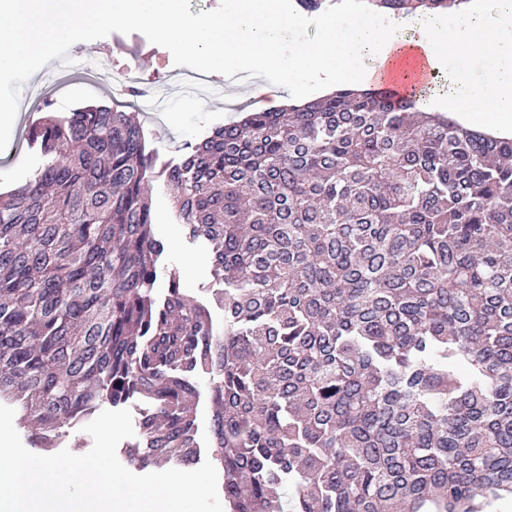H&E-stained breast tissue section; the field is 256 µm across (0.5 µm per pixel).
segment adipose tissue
Listing matches in <instances>:
<instances>
[{
  "mask_svg": "<svg viewBox=\"0 0 512 512\" xmlns=\"http://www.w3.org/2000/svg\"><path fill=\"white\" fill-rule=\"evenodd\" d=\"M463 9L466 26L447 34L435 31L429 14L393 16L380 25L372 14L349 18L340 8L343 41L307 47L289 42L292 26L276 0H230L220 18L192 23L179 17L174 0H0V70L49 55L57 38L82 39L90 25L138 22L173 45L190 47L208 70L272 67L288 85L319 77L363 89L399 82L415 90L420 110L442 109L463 124L479 112L488 116V129L511 136L512 0H504L496 21L484 19L472 0ZM470 51L484 62L480 75L462 70L438 84L444 66Z\"/></svg>",
  "mask_w": 512,
  "mask_h": 512,
  "instance_id": "ef3b65f1",
  "label": "adipose tissue"
}]
</instances>
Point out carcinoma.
<instances>
[{
	"instance_id": "cac0c4a2",
	"label": "carcinoma",
	"mask_w": 512,
	"mask_h": 512,
	"mask_svg": "<svg viewBox=\"0 0 512 512\" xmlns=\"http://www.w3.org/2000/svg\"><path fill=\"white\" fill-rule=\"evenodd\" d=\"M28 135L49 160L0 193V401L31 442L148 400L127 462L187 466L201 374L230 512L512 497V138L345 87L216 127L159 172L109 106ZM159 179L224 283L221 325L176 270L156 292Z\"/></svg>"
}]
</instances>
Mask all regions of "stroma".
Instances as JSON below:
<instances>
[{
	"mask_svg": "<svg viewBox=\"0 0 512 512\" xmlns=\"http://www.w3.org/2000/svg\"><path fill=\"white\" fill-rule=\"evenodd\" d=\"M280 10L283 18L297 21L292 31L295 44L310 46L326 34L343 33L342 25H330V11L298 10L293 0H280ZM96 58L109 59L110 66L96 80H86L78 64ZM64 60L73 66L72 77L43 103V115L66 116L86 105L117 103L123 111L135 113L144 127L148 150L161 164L178 161L183 144L199 140L215 126L240 120L244 111L263 108L265 102L284 92L279 75L272 70L256 76L242 71L234 80L224 73L210 74L205 75L207 82L223 87V94L175 98L164 112L139 109L136 90L176 81L188 83L203 73L191 50L169 45L148 25L120 24L89 28L85 42H58L50 55L27 68L0 71V100L24 103L29 85ZM24 127L20 119L13 128L0 129V146L18 145L17 151L0 163L1 193L25 183L47 161L38 145L20 140ZM152 213L154 234L165 246L160 266L177 269L181 288L191 295H201L204 288L215 285L205 247L190 241L184 226L174 220L170 192L160 183L154 186Z\"/></svg>",
	"mask_w": 512,
	"mask_h": 512,
	"instance_id": "stroma-1",
	"label": "stroma"
}]
</instances>
